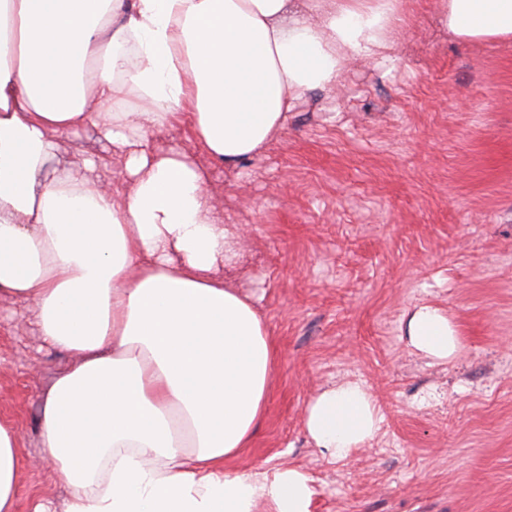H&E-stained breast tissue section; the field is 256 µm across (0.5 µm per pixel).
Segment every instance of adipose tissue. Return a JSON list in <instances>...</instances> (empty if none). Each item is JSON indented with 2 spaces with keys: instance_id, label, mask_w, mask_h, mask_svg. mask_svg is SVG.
<instances>
[{
  "instance_id": "ef3b65f1",
  "label": "adipose tissue",
  "mask_w": 512,
  "mask_h": 512,
  "mask_svg": "<svg viewBox=\"0 0 512 512\" xmlns=\"http://www.w3.org/2000/svg\"><path fill=\"white\" fill-rule=\"evenodd\" d=\"M410 2L0 0V295L70 358L38 404L41 457L67 495L32 512H311L298 468L224 469L264 413L276 353L255 295L224 279L240 235L207 168L151 135L187 127L212 164L241 168L350 62L390 64ZM434 8L456 41H512V0ZM131 92L135 111L96 107ZM88 127L111 143L120 184L98 158L57 162L59 139ZM402 332L432 361L461 355L433 305ZM381 422L370 390L346 381L309 402L305 430L336 462ZM17 445L0 421V512H17Z\"/></svg>"
}]
</instances>
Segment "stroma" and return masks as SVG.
I'll use <instances>...</instances> for the list:
<instances>
[{
    "mask_svg": "<svg viewBox=\"0 0 512 512\" xmlns=\"http://www.w3.org/2000/svg\"><path fill=\"white\" fill-rule=\"evenodd\" d=\"M386 70L356 62L295 108L286 131L207 188L238 225L230 283L259 296L277 352L265 413L224 462L231 473L288 465L314 480L312 512H512V42L464 44L414 0ZM93 127L61 161L107 157ZM448 313L460 358L435 363L401 340L404 314ZM66 358L41 348L32 314L0 296V418L18 432L19 512L59 502L40 458L37 396ZM359 381L378 436L330 462L305 409Z\"/></svg>",
    "mask_w": 512,
    "mask_h": 512,
    "instance_id": "stroma-1",
    "label": "stroma"
}]
</instances>
